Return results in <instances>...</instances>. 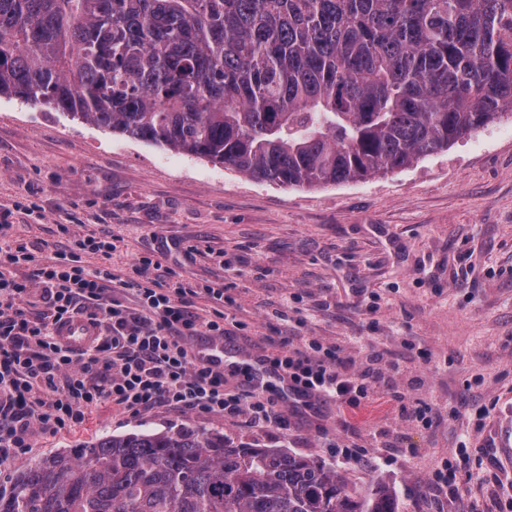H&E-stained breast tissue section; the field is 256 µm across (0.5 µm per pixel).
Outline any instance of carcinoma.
<instances>
[{
    "label": "carcinoma",
    "mask_w": 512,
    "mask_h": 512,
    "mask_svg": "<svg viewBox=\"0 0 512 512\" xmlns=\"http://www.w3.org/2000/svg\"><path fill=\"white\" fill-rule=\"evenodd\" d=\"M281 186L385 175L512 111V0H0V96ZM0 512H398L190 427L46 458Z\"/></svg>",
    "instance_id": "obj_1"
}]
</instances>
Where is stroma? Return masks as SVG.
<instances>
[{
    "label": "stroma",
    "mask_w": 512,
    "mask_h": 512,
    "mask_svg": "<svg viewBox=\"0 0 512 512\" xmlns=\"http://www.w3.org/2000/svg\"><path fill=\"white\" fill-rule=\"evenodd\" d=\"M0 212L13 224L0 246L26 244L37 263L93 233L114 249L83 254L86 269L127 277L148 256L197 288L194 308L223 310L239 353L232 385L284 339L401 366L360 403L284 406V428L106 401L82 425L34 431L0 488L101 436L187 425L393 487L400 512H512V116L385 177L285 188L0 96Z\"/></svg>",
    "instance_id": "obj_1"
}]
</instances>
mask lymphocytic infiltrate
Instances as JSON below:
<instances>
[{"instance_id": "lymphocytic-infiltrate-1", "label": "lymphocytic infiltrate", "mask_w": 512, "mask_h": 512, "mask_svg": "<svg viewBox=\"0 0 512 512\" xmlns=\"http://www.w3.org/2000/svg\"><path fill=\"white\" fill-rule=\"evenodd\" d=\"M112 249L110 240L84 234L46 264L35 265L23 244L0 260V465L28 447L33 428L55 431L78 424L105 401L133 415L163 406L245 415L261 428L286 426L274 400L229 387L223 370L193 354L196 338L224 337V317L195 313L192 290L183 282L146 278L150 257L139 258L133 278L122 283L134 291V305L109 295L111 269L87 270L82 256L107 257ZM29 264L31 279L16 278L15 269ZM35 296L44 311L31 312ZM79 317L95 320L101 333L91 347L76 352L61 345L55 332ZM271 363L320 400L354 404L369 394L367 371L314 339L300 347L280 343Z\"/></svg>"}]
</instances>
